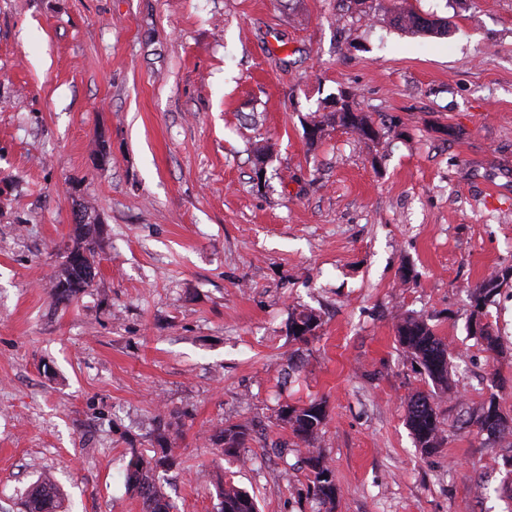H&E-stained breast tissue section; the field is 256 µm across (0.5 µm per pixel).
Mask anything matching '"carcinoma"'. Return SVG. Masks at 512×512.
<instances>
[{"instance_id": "carcinoma-1", "label": "carcinoma", "mask_w": 512, "mask_h": 512, "mask_svg": "<svg viewBox=\"0 0 512 512\" xmlns=\"http://www.w3.org/2000/svg\"><path fill=\"white\" fill-rule=\"evenodd\" d=\"M398 25L412 33L438 32L441 27L436 22L423 17L412 8L403 10L397 16ZM332 120L351 130L363 139L372 140L377 134L366 135L365 128L371 126L370 117L362 112L332 113ZM100 227L97 224H77L74 228L73 246L63 256L60 269L53 282V292L60 302H68L72 297L89 287L96 277L97 237ZM502 286L498 275L485 278L473 291L476 310L480 311L498 294ZM319 326V318L312 312H301L292 318L290 328L299 341H308L305 332H314ZM399 345L406 355L417 365L443 393L451 391L448 378V346L435 336L428 321L412 315L400 319L396 325ZM472 335L482 340L487 351H500L499 337L489 326L470 327ZM326 412L322 401L312 400L300 407L285 406L280 411V420L290 426L292 433L308 446L307 464L312 478L308 485V496L326 506L336 500L337 488L330 463L322 451L314 447ZM491 407L483 403L468 413L466 423L493 438L512 435V422L491 423ZM407 424L417 447L431 454L444 443V422L437 413L434 397L423 393L414 395L407 405ZM211 441L222 446L227 454H236L248 441V429L243 425H229L211 436ZM162 465V460L147 457L136 449H130L127 464V483L142 498L145 512H170L167 497L156 483L154 471ZM216 494L220 500L219 512H259L258 504L247 491L233 485L218 484ZM60 493L52 480L42 479L31 488L26 496V512H57Z\"/></svg>"}]
</instances>
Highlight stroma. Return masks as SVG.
Segmentation results:
<instances>
[{
	"label": "stroma",
	"instance_id": "obj_1",
	"mask_svg": "<svg viewBox=\"0 0 512 512\" xmlns=\"http://www.w3.org/2000/svg\"><path fill=\"white\" fill-rule=\"evenodd\" d=\"M405 7L447 33L402 30ZM342 102L376 139L310 137ZM84 207L98 274L60 303ZM494 272L512 281V0H0V512L47 473L61 512H143L129 451L161 431L173 512H217V477L318 512L279 419L314 398L332 512H512V435L464 423L492 398L512 416V284L472 296ZM406 314L456 389L431 455ZM231 424L237 456L210 441ZM501 286L502 282H500L499 275H490L485 278L473 291L476 310H482L487 302L498 294ZM399 345L442 393L452 387L448 378V346L437 336L427 319L412 315L400 319L396 325ZM406 419L417 447L422 452L431 454L442 447L444 422L437 413L433 395H414L408 402Z\"/></svg>",
	"mask_w": 512,
	"mask_h": 512
}]
</instances>
